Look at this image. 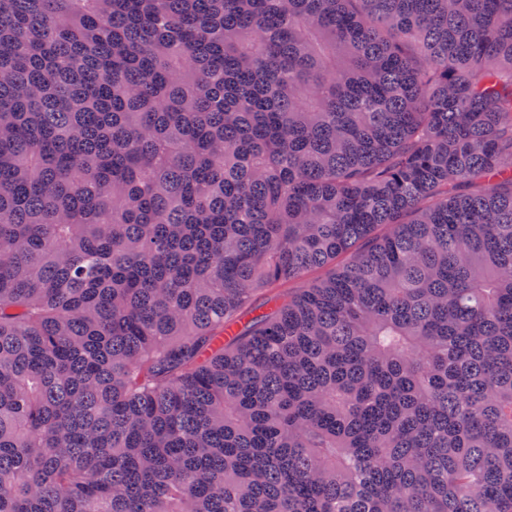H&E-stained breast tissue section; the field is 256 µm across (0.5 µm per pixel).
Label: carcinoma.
I'll list each match as a JSON object with an SVG mask.
<instances>
[{
    "mask_svg": "<svg viewBox=\"0 0 512 512\" xmlns=\"http://www.w3.org/2000/svg\"><path fill=\"white\" fill-rule=\"evenodd\" d=\"M0 512H512V0H0Z\"/></svg>",
    "mask_w": 512,
    "mask_h": 512,
    "instance_id": "cac0c4a2",
    "label": "carcinoma"
}]
</instances>
